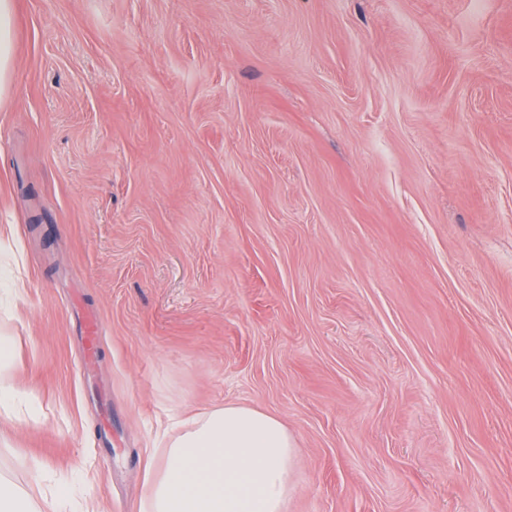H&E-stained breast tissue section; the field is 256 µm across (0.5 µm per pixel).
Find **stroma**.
Segmentation results:
<instances>
[{
	"label": "stroma",
	"instance_id": "1",
	"mask_svg": "<svg viewBox=\"0 0 512 512\" xmlns=\"http://www.w3.org/2000/svg\"><path fill=\"white\" fill-rule=\"evenodd\" d=\"M7 226L21 488L142 512L235 403L295 440L288 512H512V0H16ZM84 359L83 371L89 376L94 368L100 339V323L95 315H89L84 325Z\"/></svg>",
	"mask_w": 512,
	"mask_h": 512
}]
</instances>
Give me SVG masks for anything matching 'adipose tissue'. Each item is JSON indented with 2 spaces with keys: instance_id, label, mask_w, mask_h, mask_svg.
<instances>
[{
  "instance_id": "obj_1",
  "label": "adipose tissue",
  "mask_w": 512,
  "mask_h": 512,
  "mask_svg": "<svg viewBox=\"0 0 512 512\" xmlns=\"http://www.w3.org/2000/svg\"><path fill=\"white\" fill-rule=\"evenodd\" d=\"M14 49L15 0H0V97ZM294 460V441L272 414L227 404L191 416L167 443L161 477L146 483L144 512H285Z\"/></svg>"
}]
</instances>
